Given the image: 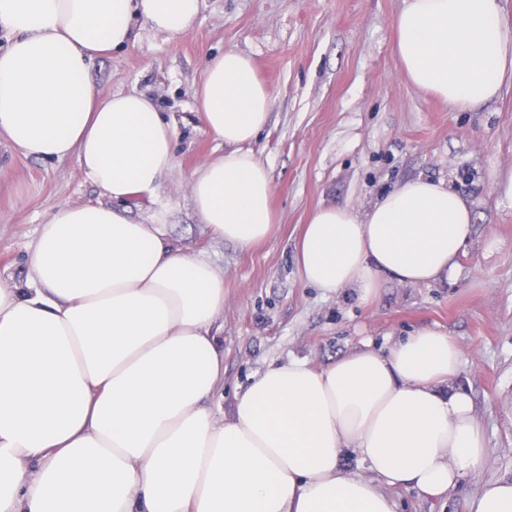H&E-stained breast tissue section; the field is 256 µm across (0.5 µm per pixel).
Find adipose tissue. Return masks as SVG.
Returning <instances> with one entry per match:
<instances>
[{"label":"adipose tissue","instance_id":"obj_1","mask_svg":"<svg viewBox=\"0 0 512 512\" xmlns=\"http://www.w3.org/2000/svg\"><path fill=\"white\" fill-rule=\"evenodd\" d=\"M200 0H0V140L76 158L97 202L56 206L26 254L23 286L0 288V512H396L388 488L439 499L490 460L464 389L462 352L424 327L388 351L364 340L318 368L291 357L237 392L224 382V277L134 222L175 166L176 131L140 93L103 95L94 60L134 43L143 18L168 39ZM500 0H406L394 54L409 83L473 109L512 81ZM273 99L250 56L209 59L195 97L224 149L188 179L210 233L242 247L276 222L272 182L250 149ZM467 200L414 178L357 217L316 208L298 244L303 280L373 296L381 277L447 278L472 235ZM366 473L345 474L346 452Z\"/></svg>","mask_w":512,"mask_h":512}]
</instances>
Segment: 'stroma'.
Instances as JSON below:
<instances>
[{
  "instance_id": "35a3bbf8",
  "label": "stroma",
  "mask_w": 512,
  "mask_h": 512,
  "mask_svg": "<svg viewBox=\"0 0 512 512\" xmlns=\"http://www.w3.org/2000/svg\"><path fill=\"white\" fill-rule=\"evenodd\" d=\"M403 0H201L193 29L166 40L145 20L126 49L96 59L104 94L149 96L176 127V164L154 197L128 204L134 221L161 223L191 256L224 274V387L210 400L228 411L236 392L270 365L297 356L323 367L364 337L389 348L423 327L448 331L463 352L457 385L470 394L489 464L448 496L391 489L398 512H469L488 481L512 478V82L495 100L459 110L419 91L393 52ZM249 55L273 107L250 148L267 168L277 224L250 247L212 238L187 182L221 146L202 126L194 93L208 59ZM416 177L444 181L470 203L473 233L447 280L412 285L385 277L376 296L325 295L300 274L297 244L319 206L371 205ZM76 159L23 157L0 146V286L23 285L39 224L64 203L98 200Z\"/></svg>"
}]
</instances>
